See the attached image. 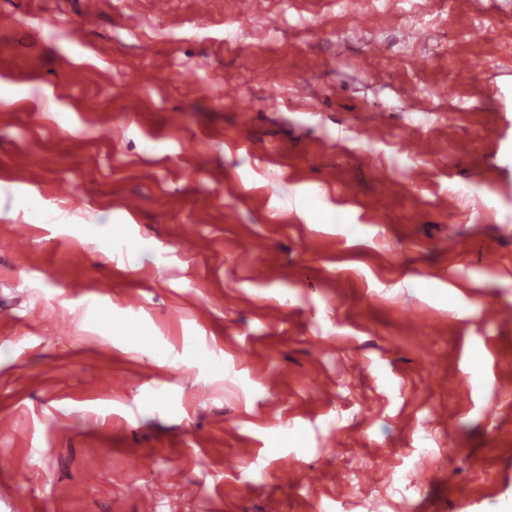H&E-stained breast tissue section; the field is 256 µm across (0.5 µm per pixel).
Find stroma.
<instances>
[{
    "instance_id": "35a3bbf8",
    "label": "stroma",
    "mask_w": 512,
    "mask_h": 512,
    "mask_svg": "<svg viewBox=\"0 0 512 512\" xmlns=\"http://www.w3.org/2000/svg\"><path fill=\"white\" fill-rule=\"evenodd\" d=\"M252 9L0 0V512H512V0Z\"/></svg>"
}]
</instances>
